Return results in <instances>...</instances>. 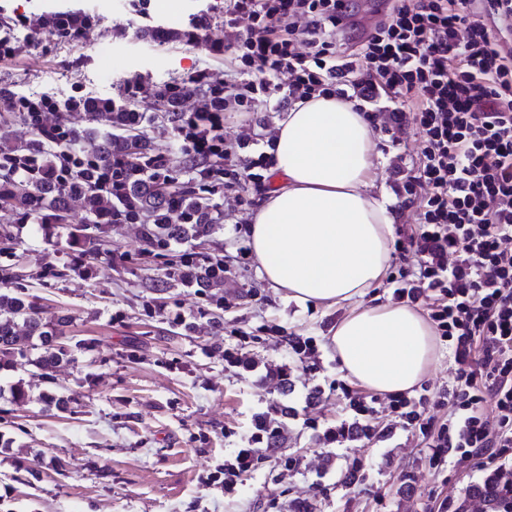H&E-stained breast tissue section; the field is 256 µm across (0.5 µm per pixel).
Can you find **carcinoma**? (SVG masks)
I'll return each instance as SVG.
<instances>
[{
    "instance_id": "carcinoma-1",
    "label": "carcinoma",
    "mask_w": 512,
    "mask_h": 512,
    "mask_svg": "<svg viewBox=\"0 0 512 512\" xmlns=\"http://www.w3.org/2000/svg\"><path fill=\"white\" fill-rule=\"evenodd\" d=\"M217 20H224V13H203L182 28L153 26L144 35L160 46L179 42L195 47L200 32ZM28 23L58 45L79 41L98 18L79 9L45 11ZM186 97L197 101L196 132L210 138L220 136L212 115L239 104L238 93L205 71L161 83L138 73L124 82L117 98L23 97L1 85L0 112L9 118L0 121V257H11L20 248L18 226L28 221L65 229L67 244L83 243L92 254L106 242L112 224L142 225L143 255L155 258L165 256L173 241L208 237L224 221L215 201L224 191V155L201 157L183 146L173 157L158 151L146 132L159 122L181 135ZM75 112L87 114L86 126L73 124ZM14 124L25 126L30 139H10ZM75 199L82 201L87 223L73 226ZM202 257L191 265L183 255L167 261L165 277L155 287L224 285V257L206 252ZM21 279L13 270L0 275V370L29 362L53 384L61 364L75 362V351H91L98 341L66 336L69 315L43 321L38 300L19 286ZM257 427L263 447L256 449L255 462L260 464L279 453L284 437L263 419Z\"/></svg>"
}]
</instances>
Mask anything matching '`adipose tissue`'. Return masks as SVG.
<instances>
[{"instance_id":"obj_1","label":"adipose tissue","mask_w":512,"mask_h":512,"mask_svg":"<svg viewBox=\"0 0 512 512\" xmlns=\"http://www.w3.org/2000/svg\"><path fill=\"white\" fill-rule=\"evenodd\" d=\"M276 184L249 227L265 281L288 300L349 306L330 343L342 371L381 394L412 390L437 354L416 308L365 303L392 262L393 199L375 190V132L356 102L336 95L293 100L268 150Z\"/></svg>"}]
</instances>
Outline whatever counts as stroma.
I'll return each mask as SVG.
<instances>
[{
	"label": "stroma",
	"instance_id": "stroma-1",
	"mask_svg": "<svg viewBox=\"0 0 512 512\" xmlns=\"http://www.w3.org/2000/svg\"><path fill=\"white\" fill-rule=\"evenodd\" d=\"M109 2V21L124 26V35L55 46L34 38L16 56L0 59V82L21 93L112 98L135 72L156 82L201 71L243 81L230 57L142 38V20L129 0ZM406 138L397 148L377 134L379 190L393 192L397 169L410 166L421 138L412 129ZM274 181L268 174L225 191L220 204L230 219L208 247L233 272L223 287L203 295L193 287L154 290L165 264L140 258L139 225H111L110 262L78 245L58 252L64 229L23 228L25 243L14 262L27 273L25 285L40 299L43 319L72 316L68 335L97 338L99 347L57 371L56 389L71 399L69 412L44 406L46 386L35 368L0 373V406L12 411L1 430L7 441L0 443V512H292L300 503L313 505V512H435L448 492L464 495L477 475L473 463L435 472L419 433L400 430L387 442L345 448L321 440L347 414L329 390L344 376L329 335L345 311L290 302L263 280L257 262L236 259L235 225L248 223ZM53 263L67 264V277L47 276ZM216 301L224 304L218 327L200 314ZM178 313L194 316L190 335L170 332L167 320ZM292 336L315 340L317 351L306 363L289 352ZM17 384L24 400L11 396ZM317 385L325 390L322 400L305 408V394ZM279 404L296 409L281 419V457L225 483L219 466L234 463L250 444L255 418L275 417ZM286 456L297 460L296 468H285ZM35 460L42 473L30 483L24 467ZM57 461L63 471L54 469ZM348 465L362 474L350 487L337 481Z\"/></svg>",
	"mask_w": 512,
	"mask_h": 512
}]
</instances>
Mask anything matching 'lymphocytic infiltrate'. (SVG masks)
<instances>
[{
  "mask_svg": "<svg viewBox=\"0 0 512 512\" xmlns=\"http://www.w3.org/2000/svg\"><path fill=\"white\" fill-rule=\"evenodd\" d=\"M226 15L246 24L224 48L251 74L240 85L242 115L283 78L291 100H385L392 143L409 127L422 136L403 184L417 220L396 243L415 264L388 281L394 299L426 307L455 375L435 401L391 396L398 423L379 428L376 397L336 381L350 409L337 447L420 431L433 465L468 459L479 468L480 512H512V0H388L354 43L347 0H231ZM249 147L224 143L235 181L269 166ZM433 407L447 409L446 422Z\"/></svg>",
  "mask_w": 512,
  "mask_h": 512,
  "instance_id": "f902f5d3",
  "label": "lymphocytic infiltrate"
}]
</instances>
